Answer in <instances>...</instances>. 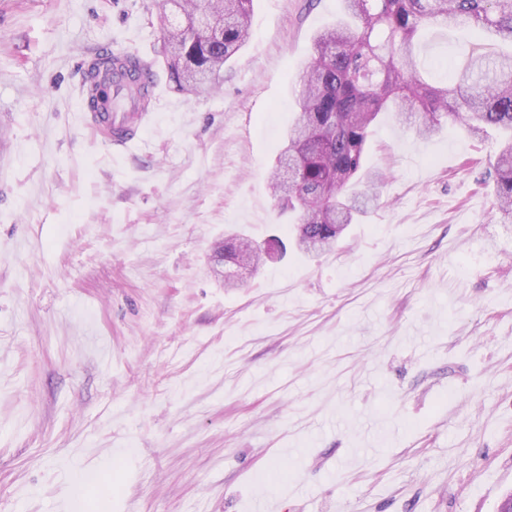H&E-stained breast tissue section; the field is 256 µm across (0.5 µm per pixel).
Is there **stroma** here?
<instances>
[{"mask_svg":"<svg viewBox=\"0 0 512 512\" xmlns=\"http://www.w3.org/2000/svg\"><path fill=\"white\" fill-rule=\"evenodd\" d=\"M337 0H253L219 89L161 77L121 156L76 120L77 59L164 69L156 0H0V512H494L512 490V223L494 138L382 113L380 198L329 252L228 288L236 229L290 241L268 189L290 78ZM473 27L418 49L445 82Z\"/></svg>","mask_w":512,"mask_h":512,"instance_id":"35a3bbf8","label":"stroma"}]
</instances>
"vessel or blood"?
Segmentation results:
<instances>
[{
  "instance_id": "obj_1",
  "label": "vessel or blood",
  "mask_w": 512,
  "mask_h": 512,
  "mask_svg": "<svg viewBox=\"0 0 512 512\" xmlns=\"http://www.w3.org/2000/svg\"><path fill=\"white\" fill-rule=\"evenodd\" d=\"M117 56L124 65L116 71L111 66L96 67L91 60H84L79 82L78 119L94 140L111 147L118 155L141 144L146 130L154 121L161 95L153 74V63L147 55L121 50ZM99 77L105 78L114 89L133 83L144 86L147 103L126 100L118 107L110 103L101 104L95 91V80Z\"/></svg>"
}]
</instances>
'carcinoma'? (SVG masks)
Returning <instances> with one entry per match:
<instances>
[{
	"label": "carcinoma",
	"mask_w": 512,
	"mask_h": 512,
	"mask_svg": "<svg viewBox=\"0 0 512 512\" xmlns=\"http://www.w3.org/2000/svg\"><path fill=\"white\" fill-rule=\"evenodd\" d=\"M253 0H182L184 23L170 27L164 5L158 23L170 45L169 81L188 94L208 92L224 65L250 38ZM466 19L483 36L512 43V0H339L336 23L314 37L313 53L295 78L300 112L288 126L269 177L281 210L301 209L296 246L306 254L331 250L377 200L382 182L362 179L368 137L378 115L419 120L431 135L449 121L472 134L498 135L495 191L512 219V49L492 56L476 45L449 75L450 86L429 83L416 60L419 31ZM224 264L249 271L262 255L238 236L221 246Z\"/></svg>",
	"instance_id": "1"
}]
</instances>
